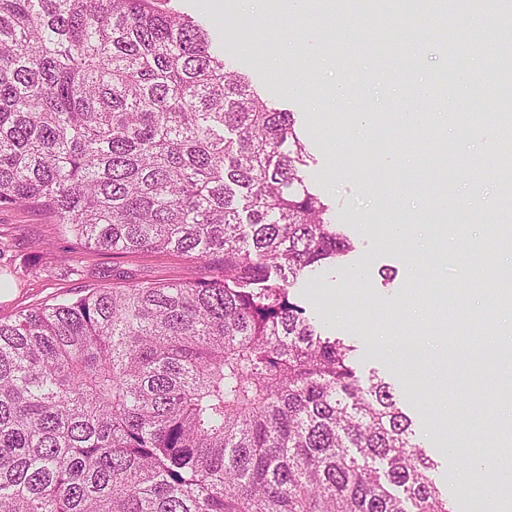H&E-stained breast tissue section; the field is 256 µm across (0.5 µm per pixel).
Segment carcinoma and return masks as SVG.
<instances>
[{"instance_id":"1","label":"carcinoma","mask_w":512,"mask_h":512,"mask_svg":"<svg viewBox=\"0 0 512 512\" xmlns=\"http://www.w3.org/2000/svg\"><path fill=\"white\" fill-rule=\"evenodd\" d=\"M459 7L420 5L450 36ZM482 81L507 205L512 59ZM296 123L153 0H0V208L201 269L0 321V512H456L391 384L291 293L356 248ZM511 249L502 221L472 257ZM486 286L512 303L511 269Z\"/></svg>"}]
</instances>
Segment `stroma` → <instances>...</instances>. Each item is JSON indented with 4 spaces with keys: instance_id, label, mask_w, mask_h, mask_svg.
Instances as JSON below:
<instances>
[{
    "instance_id": "1",
    "label": "stroma",
    "mask_w": 512,
    "mask_h": 512,
    "mask_svg": "<svg viewBox=\"0 0 512 512\" xmlns=\"http://www.w3.org/2000/svg\"><path fill=\"white\" fill-rule=\"evenodd\" d=\"M157 6L200 19L223 40L225 58L236 70L268 99L297 112L313 157L306 180L330 204L332 223L353 233L357 250L350 260L300 281L293 292L322 334L356 340L360 379L375 374L396 387L421 445L438 463L433 478L455 499L458 512H489V496L466 492L465 485L492 453L487 420H496L512 444V405L485 407L478 397L481 377L469 365L446 364V331L458 318L454 294H466L479 324L510 327L512 309H489L457 238L436 233L440 215L429 205L440 190L456 196L476 186L497 196L484 138L489 125L476 122L432 143L449 162L469 166L467 177L452 174L437 186L420 180L423 147L398 118L425 109L432 124L443 127V116L410 83L414 76L432 81L444 69L441 33L416 16L386 26L384 41L370 54L365 44L375 24L351 6L343 9L340 24L299 13L284 33L270 36L256 15L242 11L240 0H157ZM344 61L357 68L351 104L336 103L332 94ZM355 106L380 113V120L355 128ZM394 224L403 227L397 244L389 240ZM37 239L46 242L44 253L34 252ZM198 274L196 264L175 255L92 252L38 213L0 209V281L8 285L0 296L2 321L93 288ZM409 353L412 368L399 370L396 358ZM463 412L465 427L458 420ZM463 442L464 455L457 451Z\"/></svg>"
}]
</instances>
